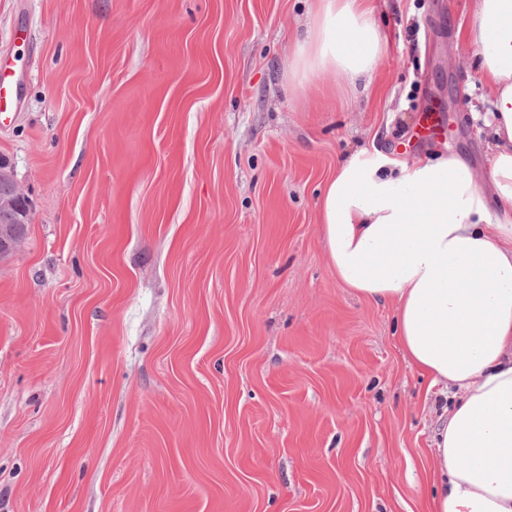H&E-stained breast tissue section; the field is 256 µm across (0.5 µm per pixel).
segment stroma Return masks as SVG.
I'll use <instances>...</instances> for the list:
<instances>
[{
    "label": "stroma",
    "mask_w": 512,
    "mask_h": 512,
    "mask_svg": "<svg viewBox=\"0 0 512 512\" xmlns=\"http://www.w3.org/2000/svg\"><path fill=\"white\" fill-rule=\"evenodd\" d=\"M462 3L380 0L373 88L289 95L312 0H0V512H425L443 399L318 193L362 147L486 168ZM440 112L441 109L435 104L428 105L422 111L421 123L414 131L416 139L432 138L442 134L444 123ZM9 163L1 159L0 164V181L9 183L12 186V191L9 194L0 195V210L9 211L13 213V222L15 224L9 227L0 228V255L5 256L11 252L18 240L22 237V232L25 224H28L29 211L27 208L26 198L19 192L16 183L10 170H7ZM21 198L24 205H18L17 200Z\"/></svg>",
    "instance_id": "stroma-1"
}]
</instances>
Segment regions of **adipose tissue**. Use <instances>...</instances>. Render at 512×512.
Masks as SVG:
<instances>
[{
  "label": "adipose tissue",
  "instance_id": "1",
  "mask_svg": "<svg viewBox=\"0 0 512 512\" xmlns=\"http://www.w3.org/2000/svg\"><path fill=\"white\" fill-rule=\"evenodd\" d=\"M379 0H315L293 41L288 89L331 76L369 88L387 39ZM460 45L488 90L489 164L405 162L362 149L319 199L337 281L392 305L409 365L452 389L433 437L428 512H512V0H472Z\"/></svg>",
  "mask_w": 512,
  "mask_h": 512
}]
</instances>
